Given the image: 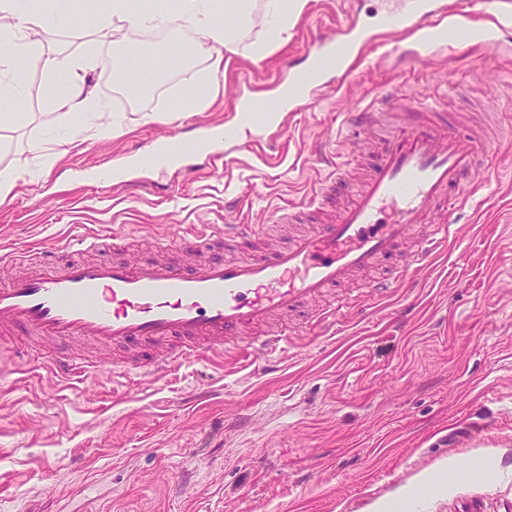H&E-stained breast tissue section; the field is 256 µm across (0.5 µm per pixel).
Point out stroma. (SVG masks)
<instances>
[{"instance_id": "stroma-1", "label": "stroma", "mask_w": 512, "mask_h": 512, "mask_svg": "<svg viewBox=\"0 0 512 512\" xmlns=\"http://www.w3.org/2000/svg\"><path fill=\"white\" fill-rule=\"evenodd\" d=\"M398 0H310L287 44L269 41L261 60L225 55L211 75L188 57L144 100L123 102L120 85L93 74L97 100L124 119L112 137L70 148L36 184L19 182L0 202V248L51 245L81 231L119 229L137 239L191 224H248L230 248L256 257L268 232L288 243L283 208L310 201L323 156L353 150L336 131L344 113L393 90L439 97L449 119L483 124L495 141L500 183L476 215L461 214L458 237L417 279L388 297L365 295L336 333L312 330L314 305L291 317L287 347L265 371L229 356L188 359L153 383L105 374L81 383L31 363L65 343L28 347L24 332L0 342V512H368L402 487L419 489L408 512H512V43L451 48L428 61L392 60V37L377 40L343 90L326 88L316 107L241 133L243 148L222 177L206 156L167 165L158 186L103 185L155 140L197 136L203 125H236V96L251 85L275 100L279 80L312 41L348 21L378 32ZM70 23L46 24L45 52L91 54L93 67L121 65L128 50L165 56L194 43L180 23L114 42L104 19L112 0H60ZM30 93L0 116V169L24 174L33 147L58 134L43 95L42 61L27 63ZM198 81L210 95L184 109ZM156 114L144 122V114ZM467 463L468 481L420 489L440 462ZM72 462L54 473L53 462Z\"/></svg>"}]
</instances>
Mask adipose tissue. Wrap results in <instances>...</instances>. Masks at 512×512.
Returning a JSON list of instances; mask_svg holds the SVG:
<instances>
[{
	"label": "adipose tissue",
	"mask_w": 512,
	"mask_h": 512,
	"mask_svg": "<svg viewBox=\"0 0 512 512\" xmlns=\"http://www.w3.org/2000/svg\"><path fill=\"white\" fill-rule=\"evenodd\" d=\"M308 3L309 0H265L262 23L275 31L279 43H288ZM129 4L130 0L112 2L114 37L121 40L126 38L128 29L161 27L168 25L171 19H179L183 26L193 30L194 48L208 56L213 73L223 71L225 53L258 59L269 53L266 41L248 36L253 26L252 0H228V9L239 18L238 24L233 26L216 19L214 0H178V13L174 16L161 5L134 12ZM0 12L8 18L6 24L0 25V35L11 39L15 50L42 56L48 80L61 75L68 79L65 92L53 94L49 99L60 120L62 144L69 145L78 139L107 138L121 129L123 122L119 117L97 109L94 89L87 79L88 61L44 55L37 34L50 19L46 9H32L25 0H0Z\"/></svg>",
	"instance_id": "obj_1"
}]
</instances>
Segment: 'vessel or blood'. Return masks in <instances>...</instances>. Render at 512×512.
<instances>
[{
	"instance_id": "1",
	"label": "vessel or blood",
	"mask_w": 512,
	"mask_h": 512,
	"mask_svg": "<svg viewBox=\"0 0 512 512\" xmlns=\"http://www.w3.org/2000/svg\"><path fill=\"white\" fill-rule=\"evenodd\" d=\"M405 7L384 22L386 31L413 36L408 53L428 59L446 45H466L468 37L445 43L428 39V31L453 27L470 29L473 22L488 24L485 47L500 46L512 38V13L500 0H477L475 12L455 15L435 7L433 0H404ZM346 37L324 38L307 49L302 63L289 68L281 83L296 87L288 100L292 112L310 110L314 92L325 86L324 74L334 71L344 86L353 71L349 44L366 47L374 37L347 25ZM406 106L401 95L386 98L384 106H360L349 112L345 125L356 136L378 134V161L351 200L337 210L318 232L297 237L288 247L263 257L238 262L216 259L190 269L161 260L126 265L105 260L72 261L55 269L49 261L69 249L92 251L102 245L97 235L72 236L51 250L32 255L13 248L1 258L15 265L44 262V270L0 285V335L21 330L41 339L80 337L98 344L128 348L165 342L169 348L152 363L126 361L120 371L139 369L150 380L159 379L184 359L235 352L247 359L263 358L283 350L289 341L287 326H274L277 315L327 289L348 283L360 270L392 255L419 225L428 232L409 250L389 277L375 281L380 296L429 268L435 254L447 247L458 231L452 215L482 197L494 179L492 169L475 173L478 156L488 154L492 142L480 134L449 124L446 117H423L415 104L405 122L387 128L383 117ZM199 139L213 161L228 164L239 146L220 127L206 125ZM348 161L333 162L321 180L312 203L289 207L282 218L297 221L311 204L321 203L344 182ZM220 224H206L183 238L186 247L204 249L223 242ZM59 377L89 378L103 373L89 364L84 351L72 349L47 359Z\"/></svg>"
}]
</instances>
